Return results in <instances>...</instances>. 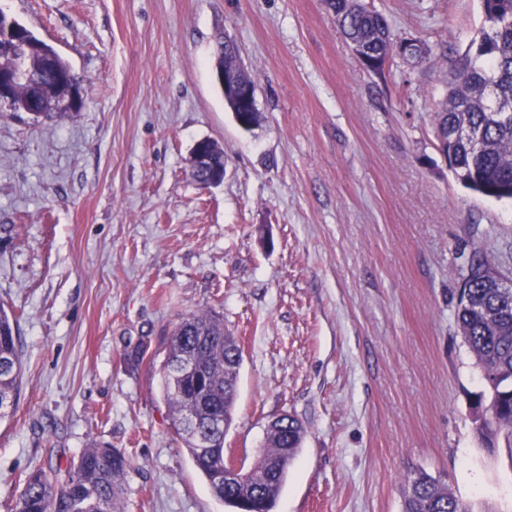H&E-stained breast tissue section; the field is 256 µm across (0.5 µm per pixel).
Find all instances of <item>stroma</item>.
Wrapping results in <instances>:
<instances>
[{"instance_id":"obj_1","label":"stroma","mask_w":512,"mask_h":512,"mask_svg":"<svg viewBox=\"0 0 512 512\" xmlns=\"http://www.w3.org/2000/svg\"><path fill=\"white\" fill-rule=\"evenodd\" d=\"M364 3L432 62L367 71L322 0H0L82 98L53 120L0 112V302L23 360L0 512L31 469L92 444L132 460L127 512H231L157 368L180 316L208 308L242 347L225 455L252 465L283 414L306 430L274 512H401L419 470L473 512H512V453L476 435L455 322L473 252L512 278V201L464 189L434 130L480 0ZM223 34L255 82L249 131L215 80ZM202 139L224 150L206 189L188 177Z\"/></svg>"}]
</instances>
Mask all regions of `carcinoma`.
Masks as SVG:
<instances>
[{
  "mask_svg": "<svg viewBox=\"0 0 512 512\" xmlns=\"http://www.w3.org/2000/svg\"><path fill=\"white\" fill-rule=\"evenodd\" d=\"M352 51L372 72L383 70L399 56L401 42L386 18L368 9L362 0H324ZM483 22L474 39L455 63L448 91L434 112L440 151L457 181L471 192L496 200L512 199V114L502 111L512 104V0H481ZM39 52L27 65L40 77L36 87L15 86L11 101L0 112L35 110L37 117L63 115L55 73L70 66L56 49L38 40ZM216 65L236 73L237 85L255 88L250 74L239 64L238 49L230 40L217 44ZM210 159L205 169H191L190 179L208 184L210 174L224 169V150L204 140ZM457 290L456 324L480 369L483 389L474 395L476 433L485 446L505 443L512 460V287L485 259L474 256ZM242 354L239 341L224 326V316L201 310L183 317L172 330L160 365L162 392L174 429L195 466L206 477L215 497L240 512L247 500L256 512H273L277 497L296 459L305 429L284 414L267 432V445L253 466L260 476L251 483H218L214 470L224 455H207L186 425L192 417L199 428L215 420L222 429L212 433L224 447L226 431L234 423ZM23 382L17 320L0 302V422L15 410ZM495 420H484L486 407ZM131 461L121 451L94 445L80 454L77 463L61 473L31 470L13 512H125V479ZM402 512H473L448 486L426 472L407 477Z\"/></svg>",
  "mask_w": 512,
  "mask_h": 512,
  "instance_id": "obj_1",
  "label": "carcinoma"
}]
</instances>
